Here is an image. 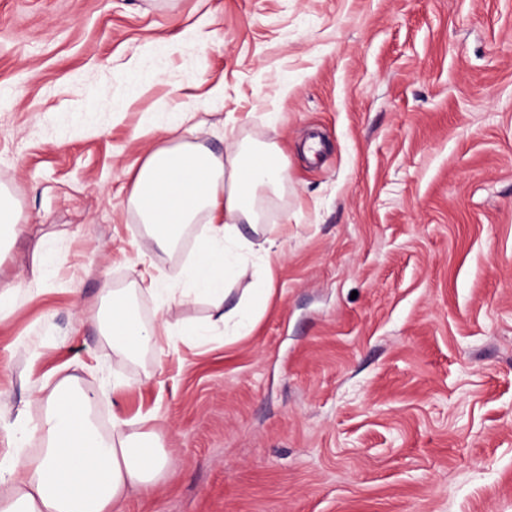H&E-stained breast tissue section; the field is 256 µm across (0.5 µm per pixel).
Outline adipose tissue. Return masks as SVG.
I'll use <instances>...</instances> for the list:
<instances>
[{
  "label": "adipose tissue",
  "instance_id": "ef3b65f1",
  "mask_svg": "<svg viewBox=\"0 0 512 512\" xmlns=\"http://www.w3.org/2000/svg\"><path fill=\"white\" fill-rule=\"evenodd\" d=\"M287 177V161L271 144L233 143L219 156L203 145L184 142L152 151L135 172L131 200L146 227L149 248L172 249L198 215L210 217L194 257L179 283L162 287L145 281L160 299L207 300L217 310L203 322L142 323L131 293L106 290L99 309L100 330L113 351L134 359L153 350L163 359L183 344L215 336H247L272 293L271 255L282 253L277 239H248L243 225L262 221L260 195L277 191ZM254 272L257 285L231 309H224L227 284ZM113 417L103 431L93 399L74 377H63L45 398L34 427L41 441L36 455L21 448L0 455V512H120L132 488L151 489L164 478L169 456L154 430L132 431Z\"/></svg>",
  "mask_w": 512,
  "mask_h": 512
}]
</instances>
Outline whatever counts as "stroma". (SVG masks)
Returning <instances> with one entry per match:
<instances>
[{
  "instance_id": "35a3bbf8",
  "label": "stroma",
  "mask_w": 512,
  "mask_h": 512,
  "mask_svg": "<svg viewBox=\"0 0 512 512\" xmlns=\"http://www.w3.org/2000/svg\"><path fill=\"white\" fill-rule=\"evenodd\" d=\"M185 141L279 148L284 247L251 335L158 367L93 312L211 315L140 288L203 231L149 250L130 201ZM0 192V453L75 375L103 423L158 415L172 469L123 512H512V0H0ZM18 220L11 200L0 192V251L8 239L15 242L19 235Z\"/></svg>"
}]
</instances>
